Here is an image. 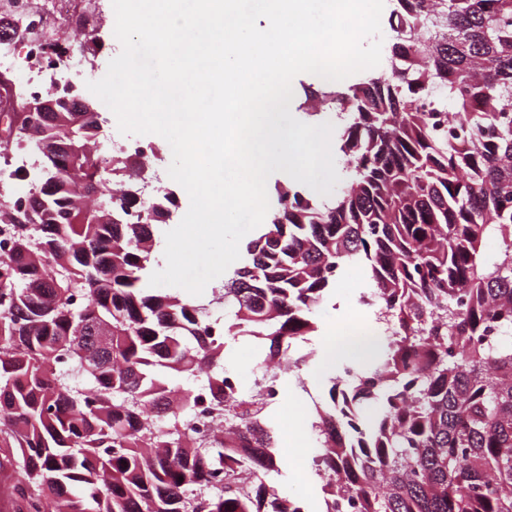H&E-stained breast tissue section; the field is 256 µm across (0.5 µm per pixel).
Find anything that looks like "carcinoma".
<instances>
[{"instance_id":"carcinoma-1","label":"carcinoma","mask_w":512,"mask_h":512,"mask_svg":"<svg viewBox=\"0 0 512 512\" xmlns=\"http://www.w3.org/2000/svg\"><path fill=\"white\" fill-rule=\"evenodd\" d=\"M391 2L388 75L305 89L310 115L340 120L342 189L320 200L276 183L270 223L224 283L229 320L146 288L154 213L176 197L130 221L147 168L103 154L100 113L18 126L40 162L14 171L28 223L12 218L0 257V470L14 469L15 512H313L255 484L279 470L277 399L238 413L224 346L250 336L270 342L264 362L299 366L288 349L317 331L350 263L392 328L357 333L365 350L386 340V358L332 377L315 407L321 512L342 495L357 512H512V0ZM202 393L223 424L206 441L183 425Z\"/></svg>"}]
</instances>
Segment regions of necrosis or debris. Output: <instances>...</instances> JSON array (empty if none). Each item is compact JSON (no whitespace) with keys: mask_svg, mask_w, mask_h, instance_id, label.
<instances>
[{"mask_svg":"<svg viewBox=\"0 0 512 512\" xmlns=\"http://www.w3.org/2000/svg\"><path fill=\"white\" fill-rule=\"evenodd\" d=\"M91 0H0V71L17 73L28 96L85 93L69 38H83L86 58L103 45L102 12Z\"/></svg>","mask_w":512,"mask_h":512,"instance_id":"4bbe7bcc","label":"necrosis or debris"}]
</instances>
